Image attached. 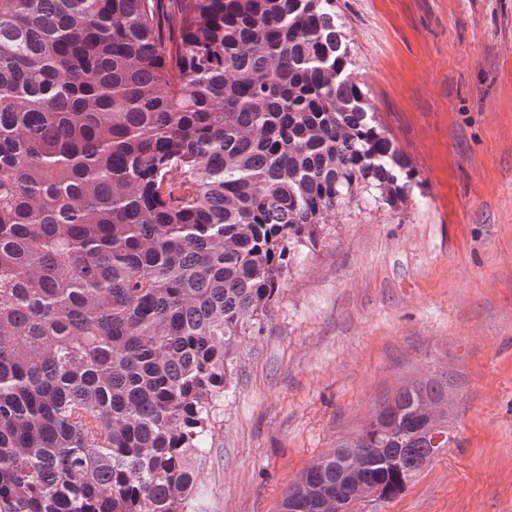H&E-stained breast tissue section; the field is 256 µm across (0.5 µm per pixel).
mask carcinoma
Masks as SVG:
<instances>
[{
  "instance_id": "1",
  "label": "carcinoma",
  "mask_w": 512,
  "mask_h": 512,
  "mask_svg": "<svg viewBox=\"0 0 512 512\" xmlns=\"http://www.w3.org/2000/svg\"><path fill=\"white\" fill-rule=\"evenodd\" d=\"M336 0H0V512H190L240 337L321 225L414 171ZM448 377L302 473L397 497ZM281 512H312L309 495Z\"/></svg>"
}]
</instances>
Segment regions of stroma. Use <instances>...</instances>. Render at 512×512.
<instances>
[{
  "instance_id": "stroma-1",
  "label": "stroma",
  "mask_w": 512,
  "mask_h": 512,
  "mask_svg": "<svg viewBox=\"0 0 512 512\" xmlns=\"http://www.w3.org/2000/svg\"><path fill=\"white\" fill-rule=\"evenodd\" d=\"M420 183L324 225L243 336L191 512H280L404 383L451 376L453 442L353 512H512V0H337Z\"/></svg>"
}]
</instances>
